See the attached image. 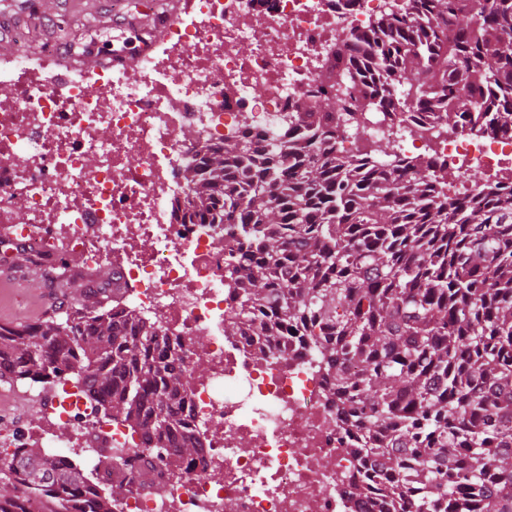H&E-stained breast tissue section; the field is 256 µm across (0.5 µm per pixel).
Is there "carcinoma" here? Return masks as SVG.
I'll list each match as a JSON object with an SVG mask.
<instances>
[{
	"label": "carcinoma",
	"instance_id": "cac0c4a2",
	"mask_svg": "<svg viewBox=\"0 0 512 512\" xmlns=\"http://www.w3.org/2000/svg\"><path fill=\"white\" fill-rule=\"evenodd\" d=\"M338 93L319 111L351 120L405 101L452 130L512 134V0H403L345 45ZM384 83L371 93L375 75ZM304 112L281 144L226 140L184 172L183 219L222 224L238 248L241 289L227 336L254 329L287 353L307 336L353 418L359 450L383 459L377 483L413 512H512V186L478 174L475 195L448 193V173L398 153L354 156L341 134ZM13 269L41 283L20 250ZM61 257L55 306L32 324L0 325V383L40 382L33 369L70 364L98 408L152 437L151 456L198 457L182 416L187 373L132 309L116 316L105 268L82 288ZM355 364V370L346 364ZM129 492L34 443L0 461V512L21 495L49 512H114Z\"/></svg>",
	"mask_w": 512,
	"mask_h": 512
}]
</instances>
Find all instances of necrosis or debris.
I'll list each match as a JSON object with an SVG mask.
<instances>
[{"label":"necrosis or debris","mask_w":512,"mask_h":512,"mask_svg":"<svg viewBox=\"0 0 512 512\" xmlns=\"http://www.w3.org/2000/svg\"><path fill=\"white\" fill-rule=\"evenodd\" d=\"M388 2L187 0L164 40L142 36L135 67L54 81V46L39 61L0 64L12 86L0 99V246L25 245L44 263L69 253L111 267L127 303L188 370L185 423L203 455L122 476L92 465L97 485L121 476L131 487L115 512H408L369 486L373 463L354 452L351 420L334 405L332 380L313 370L307 337L283 355L225 335L240 298L224 282L231 243L223 225L176 213L189 195L183 172L207 148L287 141L289 117L304 98L335 93L345 42ZM186 129L192 140L181 139ZM344 139L351 152L392 142L447 168L462 192L474 170L512 184V138L451 140L415 112L364 113ZM68 373L52 372L41 413L65 428L69 460L86 466L82 449L98 446L145 452L142 430L94 411ZM326 459L333 468L313 469Z\"/></svg>","instance_id":"necrosis-or-debris-1"}]
</instances>
